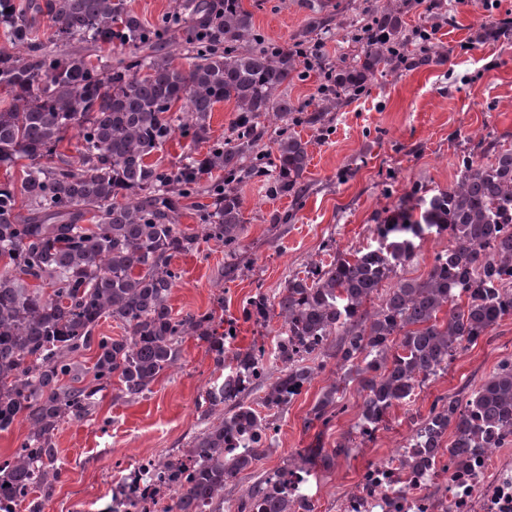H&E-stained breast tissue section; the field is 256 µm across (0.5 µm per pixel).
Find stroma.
Returning a JSON list of instances; mask_svg holds the SVG:
<instances>
[{
	"label": "stroma",
	"mask_w": 512,
	"mask_h": 512,
	"mask_svg": "<svg viewBox=\"0 0 512 512\" xmlns=\"http://www.w3.org/2000/svg\"><path fill=\"white\" fill-rule=\"evenodd\" d=\"M257 30L288 46L307 32L313 52L303 77L285 90L301 112L312 111L324 84L325 63L359 58L350 23L366 0H243ZM322 19L311 27L312 19ZM408 48H432L440 56L373 78L365 91L336 112L323 130L306 125L296 132L308 143V192L300 206L270 192L275 169L273 132L258 143L266 174L238 185L245 224L235 251L200 242L172 264L181 278L171 291L174 313H215L231 322L234 347L271 344L281 322L257 324L243 314L256 292L274 296L289 276L305 275L337 251L369 240L375 217L395 208L411 190L445 189L458 178L459 163L482 140L512 145V34L478 40L480 32L512 23V0H414L403 11ZM281 223H273V216ZM512 358V318L459 351L447 370L417 389L411 403L394 407L370 441L354 428L362 397L355 386L343 393L344 410L329 424L305 422L322 389L336 378V362L323 367L288 407L275 412L278 430L267 455L224 491L229 503L262 475L282 467L304 449L322 443L335 448L349 438L355 449L334 465L316 464L323 494L317 512H334L337 494L348 489L378 450L397 447L411 433L413 419L426 415L436 397L478 387L501 362ZM205 342L185 339L177 363L143 400L127 402L112 391L99 397L92 417L62 425L56 436L62 482L45 512H83L84 504L109 482L114 463L131 457L161 459L187 446L201 427L197 407L217 377Z\"/></svg>",
	"instance_id": "obj_1"
}]
</instances>
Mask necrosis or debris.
<instances>
[{
	"instance_id": "obj_1",
	"label": "necrosis or debris",
	"mask_w": 512,
	"mask_h": 512,
	"mask_svg": "<svg viewBox=\"0 0 512 512\" xmlns=\"http://www.w3.org/2000/svg\"><path fill=\"white\" fill-rule=\"evenodd\" d=\"M408 443L377 457L358 485L336 499V512H512V434L481 449L459 467L443 454L407 466ZM196 459L159 474L154 460L133 459L114 472L108 490L88 512H174Z\"/></svg>"
}]
</instances>
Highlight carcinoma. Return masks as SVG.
<instances>
[{
  "mask_svg": "<svg viewBox=\"0 0 512 512\" xmlns=\"http://www.w3.org/2000/svg\"><path fill=\"white\" fill-rule=\"evenodd\" d=\"M195 15H181L151 27L124 0H34L30 17L13 0H0V91L11 98L0 108V166L26 160L20 185L0 183V432L23 419L27 436L0 460V497H21L27 512H44L62 470L55 436L61 424L92 414L95 397L115 389L136 401L179 359L187 337L208 344L224 368V334L214 313L176 315L169 303L180 272L172 259L199 240L230 249L244 224L242 202L232 183L258 177L256 162L264 118L274 129L276 195L300 198L306 191L307 143L291 124H315L366 86L375 71L407 62L400 12L387 5L367 8L351 25L363 43V62L330 65L318 110L295 117L283 89L300 75L309 56L306 40L292 47L267 43L241 0H183ZM47 20L46 40L35 24ZM130 48L127 56L93 62L54 49L71 40ZM148 47L152 53L137 51ZM196 53L188 67L174 64L173 50ZM233 102V136L202 156L184 155L163 169L149 161L175 131L204 141L216 104ZM80 140L77 156L59 151L69 133ZM486 162L462 159L459 178L432 195L415 193L377 225L438 224L450 230L448 249L420 278L398 276L416 245L395 241L385 256L337 251L305 277L288 279L272 298L251 297L245 315L265 322L281 319V335L297 350L283 360L262 402L283 409L289 395L314 377L308 361L336 360L342 371L310 411L308 423L331 422L347 386L362 396L359 427L382 423L405 402L419 379L435 376L455 353L512 317V148H493ZM224 173L203 210V233L180 228L184 201L197 194L205 174ZM25 202L26 214L19 211ZM394 284L388 288L383 284ZM121 324L125 335L96 336L101 319ZM96 347L86 367L78 357ZM264 351L234 354L244 382L229 391L208 387L202 395L204 428L185 452L199 458L186 489L176 493V512L210 507L224 512V485L263 459L273 423L243 399ZM418 425L442 440L454 428L450 457L463 460L473 449L512 426V361L501 363L479 388L463 396H440ZM249 434L253 448L224 454L226 441ZM318 445L302 462L330 465L347 451ZM235 512H311L269 485L254 483Z\"/></svg>",
  "mask_w": 512,
  "mask_h": 512,
  "instance_id": "1",
  "label": "carcinoma"
}]
</instances>
